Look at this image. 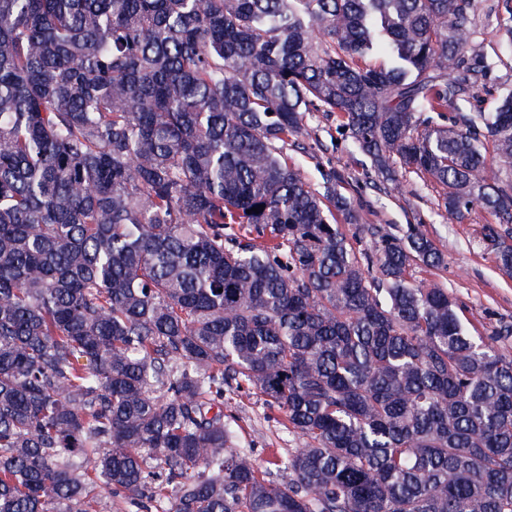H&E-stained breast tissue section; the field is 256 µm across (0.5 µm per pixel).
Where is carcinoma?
I'll return each instance as SVG.
<instances>
[{
	"label": "carcinoma",
	"mask_w": 512,
	"mask_h": 512,
	"mask_svg": "<svg viewBox=\"0 0 512 512\" xmlns=\"http://www.w3.org/2000/svg\"><path fill=\"white\" fill-rule=\"evenodd\" d=\"M473 9L0 0V512H512V326L410 280L444 264L418 224L355 250L341 178L287 154L335 117L393 185L489 211L512 276V92L447 115ZM227 388L301 446L256 468Z\"/></svg>",
	"instance_id": "1"
}]
</instances>
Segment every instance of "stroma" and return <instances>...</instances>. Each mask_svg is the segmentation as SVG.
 I'll return each mask as SVG.
<instances>
[{
    "label": "stroma",
    "mask_w": 512,
    "mask_h": 512,
    "mask_svg": "<svg viewBox=\"0 0 512 512\" xmlns=\"http://www.w3.org/2000/svg\"><path fill=\"white\" fill-rule=\"evenodd\" d=\"M495 6L496 0H477L474 17L475 38L491 65L486 88L475 104L476 111L486 113L495 111L500 98L512 92V44L501 37L503 18ZM306 123L313 147L304 152L289 150L288 156L312 188L320 187L324 171L333 168L342 175L339 190L350 199L356 220L342 224L341 229L354 248H370L365 233L369 225L395 234L407 225H422L445 254L447 265L413 270V278L447 288L457 298L461 316L473 334L512 325V278L503 275L493 255L478 245L481 225L492 220L484 208L474 207L462 221L449 220L442 206L443 186L414 173L401 177L399 187L388 186L334 119L313 111L307 113ZM224 411L236 424L240 447L248 450L258 468H266L271 449L298 445L257 390L225 393Z\"/></svg>",
    "instance_id": "1"
}]
</instances>
